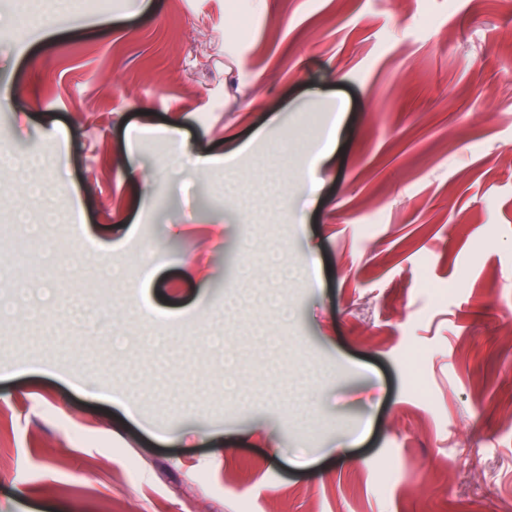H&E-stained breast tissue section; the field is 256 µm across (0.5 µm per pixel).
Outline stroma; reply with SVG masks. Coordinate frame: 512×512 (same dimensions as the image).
Returning a JSON list of instances; mask_svg holds the SVG:
<instances>
[{
	"label": "stroma",
	"mask_w": 512,
	"mask_h": 512,
	"mask_svg": "<svg viewBox=\"0 0 512 512\" xmlns=\"http://www.w3.org/2000/svg\"><path fill=\"white\" fill-rule=\"evenodd\" d=\"M226 2L0 0V512H512V0Z\"/></svg>",
	"instance_id": "stroma-1"
}]
</instances>
